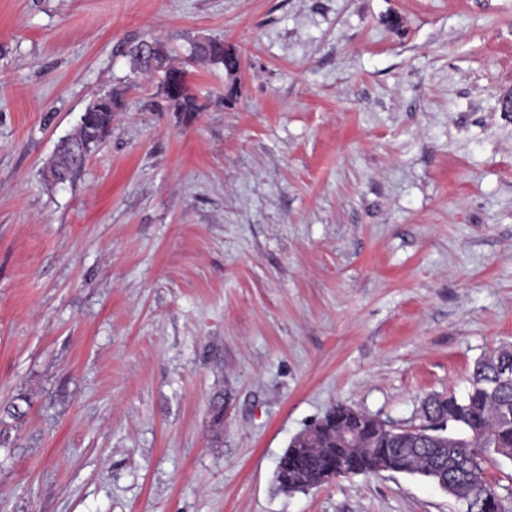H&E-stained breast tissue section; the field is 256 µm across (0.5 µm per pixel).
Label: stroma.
<instances>
[{
  "mask_svg": "<svg viewBox=\"0 0 512 512\" xmlns=\"http://www.w3.org/2000/svg\"><path fill=\"white\" fill-rule=\"evenodd\" d=\"M198 36L239 73L155 110L130 46ZM507 94L512 0H0V512H464L276 466L331 406L419 424L512 345ZM117 105V94L112 91L110 94L100 96V101L91 111H84L78 126L61 142L76 149L78 152H71L69 146H62L57 151L49 168L61 167L62 172L68 178L67 182L73 181L83 170L85 157L82 148L88 151L97 148L104 143L112 130V112Z\"/></svg>",
  "mask_w": 512,
  "mask_h": 512,
  "instance_id": "1",
  "label": "stroma"
}]
</instances>
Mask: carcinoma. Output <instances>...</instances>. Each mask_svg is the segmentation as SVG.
Instances as JSON below:
<instances>
[{
    "instance_id": "carcinoma-1",
    "label": "carcinoma",
    "mask_w": 512,
    "mask_h": 512,
    "mask_svg": "<svg viewBox=\"0 0 512 512\" xmlns=\"http://www.w3.org/2000/svg\"><path fill=\"white\" fill-rule=\"evenodd\" d=\"M188 44L186 60L191 63L221 65L228 73L240 67L239 56L224 48L221 40L198 46L190 38ZM156 45L160 57L156 66L141 56L140 46L133 48L131 74L161 75V90L166 80L184 77V70L163 43ZM164 100L178 112L198 111L196 98L185 84L177 95ZM116 105V92L101 96L64 139L66 145L57 151L50 167L62 168L68 181H73L85 165L82 149H95L110 135ZM506 362L512 364V348L502 346L476 362L464 396L450 393L438 402L427 397L422 404L427 433L422 435L379 432L351 408L331 407L324 424L314 428L308 445L288 449L277 464L279 486L313 489L337 477L376 474L385 468L420 475L437 485H452L467 512H512L508 498L486 478L484 469L492 458L512 461V382L504 383L499 377ZM347 430L355 432V443L343 440L342 433Z\"/></svg>"
}]
</instances>
